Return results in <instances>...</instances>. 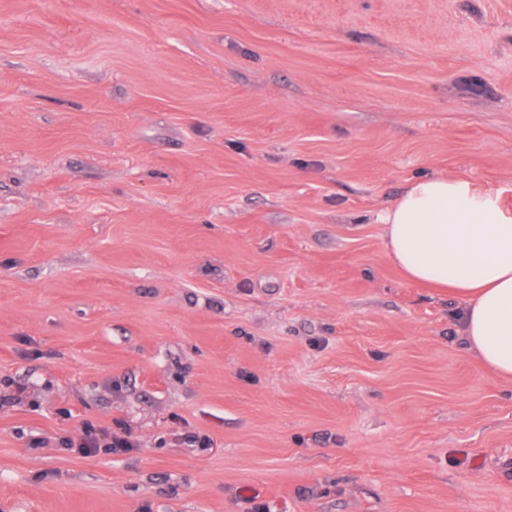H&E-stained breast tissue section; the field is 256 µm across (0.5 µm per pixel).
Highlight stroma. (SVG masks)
Instances as JSON below:
<instances>
[{
  "label": "stroma",
  "mask_w": 512,
  "mask_h": 512,
  "mask_svg": "<svg viewBox=\"0 0 512 512\" xmlns=\"http://www.w3.org/2000/svg\"><path fill=\"white\" fill-rule=\"evenodd\" d=\"M432 175L512 210V0H0V512H512ZM83 455L90 456L99 452L101 448L112 451L114 454L127 451L131 447L130 442L124 438L105 435L103 438L85 436L71 444L70 450H74Z\"/></svg>",
  "instance_id": "35a3bbf8"
}]
</instances>
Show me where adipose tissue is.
<instances>
[{
    "label": "adipose tissue",
    "mask_w": 512,
    "mask_h": 512,
    "mask_svg": "<svg viewBox=\"0 0 512 512\" xmlns=\"http://www.w3.org/2000/svg\"><path fill=\"white\" fill-rule=\"evenodd\" d=\"M382 222L402 274L464 299L471 350L498 377L512 379V211L500 191L459 177L420 179Z\"/></svg>",
    "instance_id": "adipose-tissue-1"
}]
</instances>
